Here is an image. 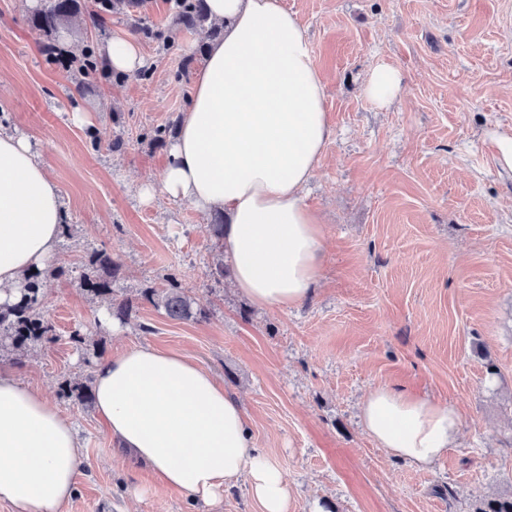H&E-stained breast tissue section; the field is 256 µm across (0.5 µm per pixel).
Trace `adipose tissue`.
<instances>
[{"instance_id":"obj_1","label":"adipose tissue","mask_w":512,"mask_h":512,"mask_svg":"<svg viewBox=\"0 0 512 512\" xmlns=\"http://www.w3.org/2000/svg\"><path fill=\"white\" fill-rule=\"evenodd\" d=\"M206 10L222 33L193 76L159 182L141 193L223 214L235 287L258 307L284 310L308 297L322 268L321 223L302 192L332 137L326 84L281 0H206ZM103 54L118 72L144 66L125 33L112 34ZM63 221L58 186L28 138L0 132V303L54 257ZM93 393L111 437L206 512L242 475L261 512H288V484L254 448L243 406L188 357L130 347L97 364ZM361 415L381 447L420 468L455 444L462 425L455 408L387 386ZM80 464L71 421L1 367L0 502L63 512Z\"/></svg>"}]
</instances>
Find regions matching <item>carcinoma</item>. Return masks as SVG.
Wrapping results in <instances>:
<instances>
[{"instance_id":"1","label":"carcinoma","mask_w":512,"mask_h":512,"mask_svg":"<svg viewBox=\"0 0 512 512\" xmlns=\"http://www.w3.org/2000/svg\"><path fill=\"white\" fill-rule=\"evenodd\" d=\"M134 6V0H95V9L89 14L93 24H98L104 15L116 13ZM174 7L179 24L186 29H196L208 21L205 0H175ZM79 11V0H43L42 6L30 18L32 27L47 36L55 35L60 25ZM122 271V264L105 252L93 254L81 274V284L91 295L109 299L108 314L124 321L133 308L132 300H118L113 296L112 282ZM167 287L162 294L155 295L150 288L143 292L149 299L157 298L165 314L173 320H201L207 317L204 305L188 295L178 279L166 277ZM43 278L39 271L22 279L16 290L15 300L0 304V348L10 347L23 351L30 345L50 341L54 338V326L43 312ZM67 398L87 405L94 400L91 386L69 385L64 390ZM476 512H512V493L484 501Z\"/></svg>"}]
</instances>
